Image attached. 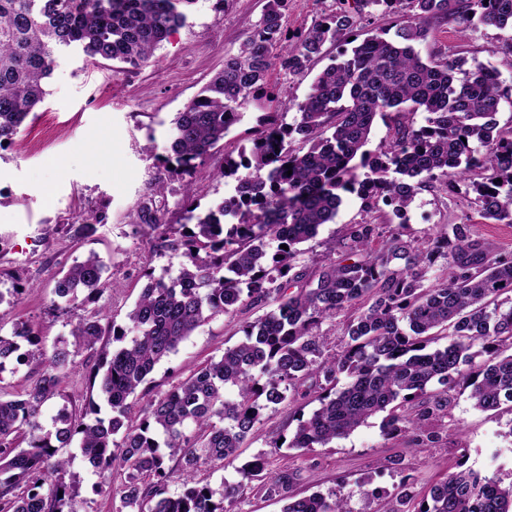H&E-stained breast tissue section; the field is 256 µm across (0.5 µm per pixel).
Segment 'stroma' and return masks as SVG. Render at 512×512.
<instances>
[{"instance_id": "35a3bbf8", "label": "stroma", "mask_w": 512, "mask_h": 512, "mask_svg": "<svg viewBox=\"0 0 512 512\" xmlns=\"http://www.w3.org/2000/svg\"><path fill=\"white\" fill-rule=\"evenodd\" d=\"M266 0H196L184 26L173 31L146 66L131 69L86 56L81 50L57 52V63L44 81L45 99L22 125L12 143L0 146V334L8 336L16 322L26 321L39 334L40 345L52 349L69 339V305L54 293L63 270L74 258L97 252L120 283L87 302L79 314L107 307L118 325L146 282L145 270L176 275L181 256L154 251L151 231L136 226L132 216L141 203L153 201L166 219L181 221L186 182L160 176L159 155L170 137L171 121L235 53L245 32L255 24ZM338 0H290L284 22L287 36H297L315 19L336 10ZM506 32L474 24L433 26L422 54H454L463 69L483 63L494 67L503 86L512 85V52L505 47ZM313 77L272 71L267 90L271 105L251 104L242 120L206 159L208 174L198 191L201 209L223 199L232 186L219 172L225 152L250 145L264 112L281 113L293 123L295 104L311 90ZM467 177L455 192L426 188L415 196L402 216L383 206L365 212L355 193H343L333 223L322 225L317 236L304 243V261L313 264L343 238L349 225L370 220L404 224L406 235L427 239L437 224L471 222L478 239L498 253L512 252V224L482 223ZM96 215L90 231L75 236L76 225ZM262 308L242 317L217 316L182 342L176 353L158 364L150 379L163 393L185 379L204 360L221 355L241 337L243 321L262 315ZM311 406L281 404L265 415L260 437L246 439L237 450V465L263 457L269 472L297 473V493L339 490L351 512H379L383 502L401 489L416 498L456 469L458 460L503 482L512 481V414L494 417L475 408L470 392L451 393L447 412L430 426L439 442L407 447L404 438H384L382 416H374L346 438L321 448H274V439L288 440L297 413ZM72 457V470L81 478L80 512H113L106 495L94 492L96 475L75 448L61 449Z\"/></svg>"}]
</instances>
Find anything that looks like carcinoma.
I'll return each mask as SVG.
<instances>
[{
    "label": "carcinoma",
    "mask_w": 512,
    "mask_h": 512,
    "mask_svg": "<svg viewBox=\"0 0 512 512\" xmlns=\"http://www.w3.org/2000/svg\"><path fill=\"white\" fill-rule=\"evenodd\" d=\"M194 2L0 0V145L43 101L56 49L140 68L185 24ZM338 3L288 43V0H268L237 53L176 114L161 165L192 178L242 109L261 100L271 70L309 72L328 49L349 43L367 8L398 15L393 37L370 31L332 57L297 104L294 123L268 112L250 148L224 154L220 176L235 182L232 195L199 213L189 182L180 224L166 223L151 203L138 207L137 223L184 261L169 279L144 274L126 326L103 310L76 314L73 341L50 354L22 322L13 336H0V374L13 356L39 367L23 397L0 393V512H78L80 479L69 473L71 459L57 456L74 441L103 482L120 474L115 512H231L258 477L257 490L287 501L282 512H349L334 491L297 496L286 470L262 476V457L236 468V482L213 485L198 473L234 465L243 441L260 435L264 412L286 400L319 402L297 418L288 447L298 449L325 447L379 413L384 435H401L410 448L433 444L439 433L425 423L448 410V389L436 383L470 386L483 412L512 404V304L498 302L512 292V256L473 239L471 225L438 224L419 241L363 221L348 228L342 258L320 266L305 264L299 249L335 220L342 192L357 193L369 210L382 202L402 214L423 188L453 192L465 171L478 177L472 189L480 216L512 224V128L501 131L495 121L512 87H502L491 66L479 63L460 77L458 60L442 51L424 59L418 49L432 26L454 22L466 30L476 17L510 32L512 50V0ZM418 112L426 113L422 126L414 122ZM378 118L390 136L372 153L366 146ZM440 259L448 274L428 286ZM116 287L91 251L73 261L55 293L74 303L83 292L90 300ZM260 306L269 310L244 322L242 337L220 356L165 393L147 386L155 367L206 322ZM354 306L342 350L324 356L323 322ZM19 338L33 349L18 353ZM442 338L446 344L434 346ZM82 350L98 356L96 395L79 412L59 406L47 428L44 406L63 397L72 357ZM131 398L141 402L134 417ZM457 467L418 505L403 491L381 512H512V482ZM175 478L178 492L170 490Z\"/></svg>",
    "instance_id": "cac0c4a2"
}]
</instances>
